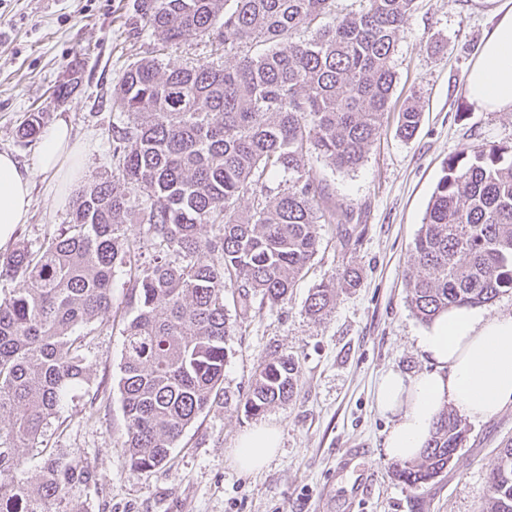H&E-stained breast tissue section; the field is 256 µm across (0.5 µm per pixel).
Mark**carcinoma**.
<instances>
[{"label": "carcinoma", "instance_id": "1", "mask_svg": "<svg viewBox=\"0 0 512 512\" xmlns=\"http://www.w3.org/2000/svg\"><path fill=\"white\" fill-rule=\"evenodd\" d=\"M138 0L142 27L165 43L206 38L191 64L151 58L129 65L112 91L111 178L73 201L70 224L38 250L0 254V274L29 288L0 296V512H90L95 475L44 438L71 394L88 396V418L106 390L91 389L87 339L106 326L112 278L128 276L118 387L130 466L162 464L184 431L221 394L233 324L225 290L247 311L257 296L279 305L318 251L322 224L351 216L325 201L313 161L350 171L364 160L392 112V62L415 0H359L338 15L334 0ZM233 65L221 63L229 55ZM411 139L422 110L395 117ZM31 114L20 138H39ZM281 174L283 188L268 185ZM252 199L240 210L239 201ZM140 224L141 235L125 225ZM210 227L212 235L202 229ZM418 274L407 284L412 313L429 323L512 290V144L448 157L413 242ZM346 271L315 284L305 314L316 320L351 288ZM298 365H261L244 402L258 416L289 401ZM465 429L440 412L421 456L396 470L419 490L453 462ZM35 448L39 464L26 467ZM482 512H512V444L499 449Z\"/></svg>", "mask_w": 512, "mask_h": 512}]
</instances>
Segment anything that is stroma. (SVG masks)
Wrapping results in <instances>:
<instances>
[{
  "label": "stroma",
  "mask_w": 512,
  "mask_h": 512,
  "mask_svg": "<svg viewBox=\"0 0 512 512\" xmlns=\"http://www.w3.org/2000/svg\"><path fill=\"white\" fill-rule=\"evenodd\" d=\"M135 3L0 0V151L36 167L39 145L24 142L18 130L37 112L44 128L61 120L72 127L84 170L83 179L57 181L52 190L35 177L30 218L18 225L15 242L38 249L69 223L85 180L111 175L112 90L130 63L208 57L204 38L194 34L160 50L154 33L141 27ZM489 27L478 0H419L394 56L393 92L395 107L410 101L422 107L418 132L405 141L387 126L351 171L315 162L329 205L353 215L349 240L336 225H322L310 269L285 303L257 299L246 312L227 303L236 326L222 384L230 401L207 408L151 471L131 469L122 454L123 338L116 329L96 333L86 365L92 384L107 388L106 408L89 420L87 398L76 394L46 432L53 447L67 449L96 475L93 512H479L498 452L512 439V407L464 420L466 440L450 467L413 493L384 452L392 418L377 411L374 390L387 371L413 376L430 366L417 345L424 325L407 305L405 283L414 271L410 248L444 161L465 148L512 142V112L477 111L464 91ZM70 69L78 85L57 100L53 87ZM351 268L357 286L339 289L321 319L305 315L310 288ZM282 355L299 365L293 399L246 416L236 398L247 393L260 364ZM259 423L279 429L280 448L261 470L244 474L230 452Z\"/></svg>",
  "instance_id": "1"
}]
</instances>
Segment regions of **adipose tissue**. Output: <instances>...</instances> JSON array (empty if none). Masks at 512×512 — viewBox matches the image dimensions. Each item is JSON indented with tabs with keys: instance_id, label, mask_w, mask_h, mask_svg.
Here are the masks:
<instances>
[{
	"instance_id": "ef3b65f1",
	"label": "adipose tissue",
	"mask_w": 512,
	"mask_h": 512,
	"mask_svg": "<svg viewBox=\"0 0 512 512\" xmlns=\"http://www.w3.org/2000/svg\"><path fill=\"white\" fill-rule=\"evenodd\" d=\"M484 2L492 27L471 65L465 94L478 111L512 112V0ZM80 153L79 142L63 122L45 136L35 169L23 168L12 154L0 152V245L28 221L35 175L53 182L76 177ZM417 344L430 370L413 376L387 372L375 390L378 411L392 418L385 452L396 461L419 457L443 408L483 420L512 405V313L455 309L429 325ZM279 445L275 426L255 425L238 439L232 464L244 472L260 470Z\"/></svg>"
}]
</instances>
